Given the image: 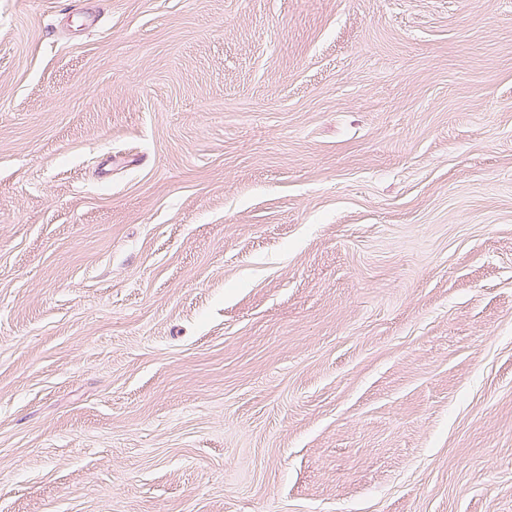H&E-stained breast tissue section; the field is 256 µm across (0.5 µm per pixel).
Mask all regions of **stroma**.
I'll use <instances>...</instances> for the list:
<instances>
[{
    "label": "stroma",
    "mask_w": 512,
    "mask_h": 512,
    "mask_svg": "<svg viewBox=\"0 0 512 512\" xmlns=\"http://www.w3.org/2000/svg\"><path fill=\"white\" fill-rule=\"evenodd\" d=\"M0 512H512V0H0Z\"/></svg>",
    "instance_id": "1"
}]
</instances>
